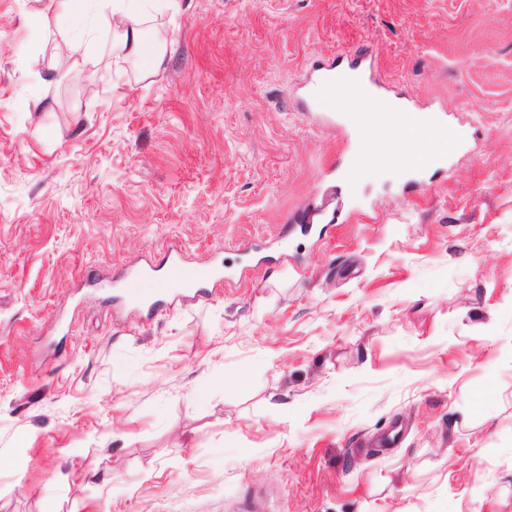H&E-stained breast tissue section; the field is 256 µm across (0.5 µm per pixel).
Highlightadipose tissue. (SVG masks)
<instances>
[{
    "mask_svg": "<svg viewBox=\"0 0 512 512\" xmlns=\"http://www.w3.org/2000/svg\"><path fill=\"white\" fill-rule=\"evenodd\" d=\"M47 8L56 17L67 19L62 34L63 50L78 56L88 69L91 82L104 81L119 74L122 63L136 62L144 76L161 68L169 42L168 31L155 28L146 32L144 25L151 16L174 14L178 0H47ZM359 77L348 70L336 69L321 75L313 96L332 111H347L346 91H362ZM453 148L451 134H433L412 126L393 135L383 154H358L355 171L381 168L384 157H404L416 168L423 167L428 155Z\"/></svg>",
    "mask_w": 512,
    "mask_h": 512,
    "instance_id": "adipose-tissue-1",
    "label": "adipose tissue"
}]
</instances>
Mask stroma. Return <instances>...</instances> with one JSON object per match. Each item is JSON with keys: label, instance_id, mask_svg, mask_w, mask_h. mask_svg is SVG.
I'll list each match as a JSON object with an SVG mask.
<instances>
[{"label": "stroma", "instance_id": "obj_1", "mask_svg": "<svg viewBox=\"0 0 512 512\" xmlns=\"http://www.w3.org/2000/svg\"><path fill=\"white\" fill-rule=\"evenodd\" d=\"M43 8L0 0V512H512V0H179L96 84ZM366 50L442 172H326L293 98ZM174 248L224 286L135 312Z\"/></svg>", "mask_w": 512, "mask_h": 512}]
</instances>
